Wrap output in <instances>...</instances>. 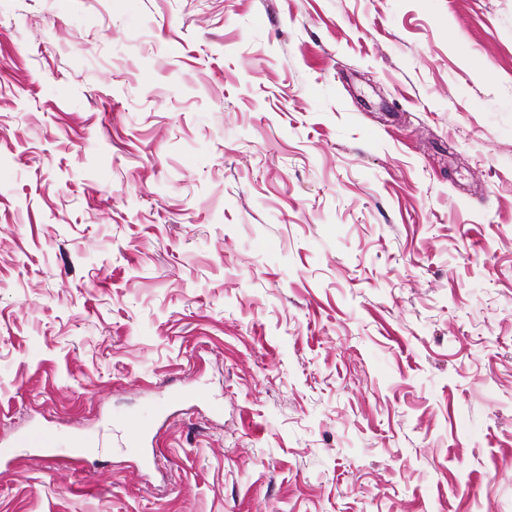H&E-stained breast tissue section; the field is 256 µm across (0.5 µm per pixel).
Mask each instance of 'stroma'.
<instances>
[{"label":"stroma","instance_id":"obj_1","mask_svg":"<svg viewBox=\"0 0 512 512\" xmlns=\"http://www.w3.org/2000/svg\"><path fill=\"white\" fill-rule=\"evenodd\" d=\"M1 438L0 512H512V0H0Z\"/></svg>","mask_w":512,"mask_h":512}]
</instances>
